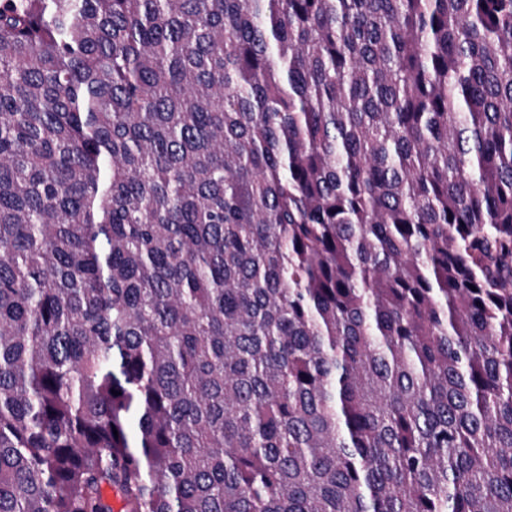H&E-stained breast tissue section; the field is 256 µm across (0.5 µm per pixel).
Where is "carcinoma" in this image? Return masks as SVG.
<instances>
[{
    "instance_id": "1",
    "label": "carcinoma",
    "mask_w": 512,
    "mask_h": 512,
    "mask_svg": "<svg viewBox=\"0 0 512 512\" xmlns=\"http://www.w3.org/2000/svg\"><path fill=\"white\" fill-rule=\"evenodd\" d=\"M114 499L512 512V0H0V512Z\"/></svg>"
}]
</instances>
